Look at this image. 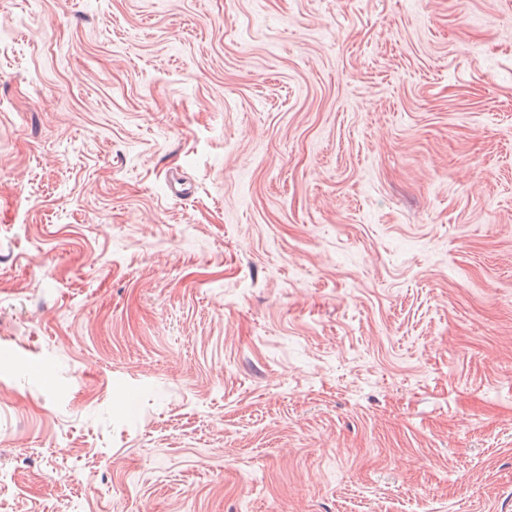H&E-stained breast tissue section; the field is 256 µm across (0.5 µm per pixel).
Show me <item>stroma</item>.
<instances>
[{"mask_svg":"<svg viewBox=\"0 0 512 512\" xmlns=\"http://www.w3.org/2000/svg\"><path fill=\"white\" fill-rule=\"evenodd\" d=\"M0 512H512V0H0Z\"/></svg>","mask_w":512,"mask_h":512,"instance_id":"stroma-1","label":"stroma"}]
</instances>
